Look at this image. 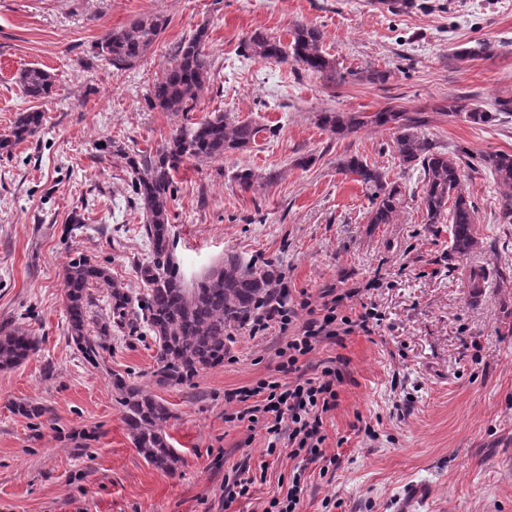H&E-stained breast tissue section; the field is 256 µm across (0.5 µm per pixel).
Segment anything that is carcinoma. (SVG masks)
Wrapping results in <instances>:
<instances>
[{
	"mask_svg": "<svg viewBox=\"0 0 512 512\" xmlns=\"http://www.w3.org/2000/svg\"><path fill=\"white\" fill-rule=\"evenodd\" d=\"M162 29L158 19L138 20L109 32L97 45V54L115 70L131 68L150 49ZM288 45L268 34L255 31L243 43L244 55L263 61L291 62L336 84L346 80L334 59L322 49L323 34L315 26L295 24ZM207 30L202 27L182 43L175 57L163 69L148 100L165 112H190L210 79L212 60L206 52ZM495 51L494 44L479 40L457 52L461 59L485 58ZM20 85L33 99L50 94L53 79L43 69L22 72ZM441 111L464 113L475 124L489 123L496 114L479 107L448 102ZM320 125L336 136H346L366 127H386L393 131L394 149L400 162L421 170V207L428 224H450V251L459 256L472 252L477 209L459 191L464 173L458 154L438 151L421 132L422 121L407 112L386 108L377 112L325 111ZM43 114L27 112L11 130L0 135V150L34 137L41 129ZM261 128L219 113L190 127L175 130L156 151L128 153L112 139L98 143L100 154L126 156L132 171L131 188L144 216V233L151 246V258L141 268L147 292L132 295L112 279L108 269L80 254L63 270L62 288L68 315L67 332L83 359L96 367L106 350L112 330H134L142 324L157 345V382L182 385L201 372L224 363V352L233 332L249 324L263 309L288 303L277 286L273 270L259 268L234 252L195 280H187L173 255L168 205L176 186L174 174L188 158L219 159L229 151H244L256 142ZM479 165L503 188L500 219L512 223V153L486 152ZM338 171L357 176L369 192L367 223L392 224L402 199L400 186L386 179L382 171L354 155L337 162ZM108 288L109 312L100 321L93 315L95 300L90 286ZM97 334H89V324ZM36 341L25 329L0 326V370L11 369L27 360ZM123 407L124 420L137 452L162 471L176 469L178 458L167 440L170 409L148 389L118 378L113 382Z\"/></svg>",
	"mask_w": 512,
	"mask_h": 512,
	"instance_id": "carcinoma-1",
	"label": "carcinoma"
}]
</instances>
